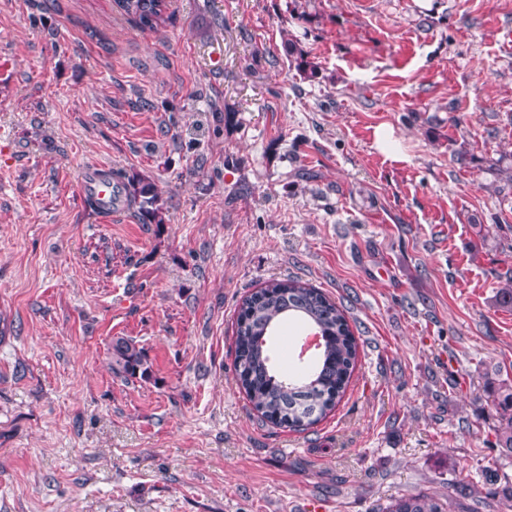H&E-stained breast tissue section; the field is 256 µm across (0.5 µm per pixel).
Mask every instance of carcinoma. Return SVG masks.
<instances>
[{
	"instance_id": "cac0c4a2",
	"label": "carcinoma",
	"mask_w": 512,
	"mask_h": 512,
	"mask_svg": "<svg viewBox=\"0 0 512 512\" xmlns=\"http://www.w3.org/2000/svg\"><path fill=\"white\" fill-rule=\"evenodd\" d=\"M114 4L143 29L155 30L166 21L165 0H114ZM284 50L298 68L310 65L299 43L287 40ZM122 185L142 223H164V203L153 183L129 175ZM289 322L318 330L326 342L313 361L284 373L276 365L270 339ZM357 348L344 310L299 279L271 281L239 306L234 358L238 382L259 417L277 427L306 431L325 419L350 382ZM110 365L126 381L149 377L144 348L128 337L112 338ZM490 388L498 415L495 446L512 456V380L499 379ZM378 512H447V503L435 494L419 492L394 498Z\"/></svg>"
}]
</instances>
